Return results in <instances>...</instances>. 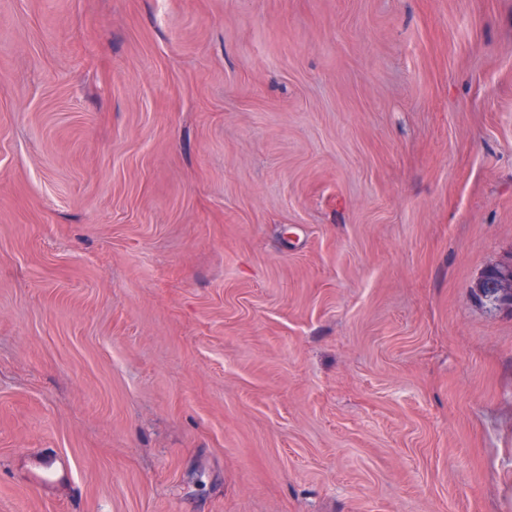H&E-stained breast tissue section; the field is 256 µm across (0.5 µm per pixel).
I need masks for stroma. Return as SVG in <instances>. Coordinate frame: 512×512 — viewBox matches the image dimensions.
Returning a JSON list of instances; mask_svg holds the SVG:
<instances>
[{
    "instance_id": "35a3bbf8",
    "label": "stroma",
    "mask_w": 512,
    "mask_h": 512,
    "mask_svg": "<svg viewBox=\"0 0 512 512\" xmlns=\"http://www.w3.org/2000/svg\"><path fill=\"white\" fill-rule=\"evenodd\" d=\"M509 260L512 0H0V512H512ZM476 292L480 298L491 306H498V301L494 298L484 297L486 288H493V292H497L500 298L504 299L502 306L510 307L512 295V264L511 262L493 265L481 273L475 282ZM497 288V290L495 289Z\"/></svg>"
}]
</instances>
